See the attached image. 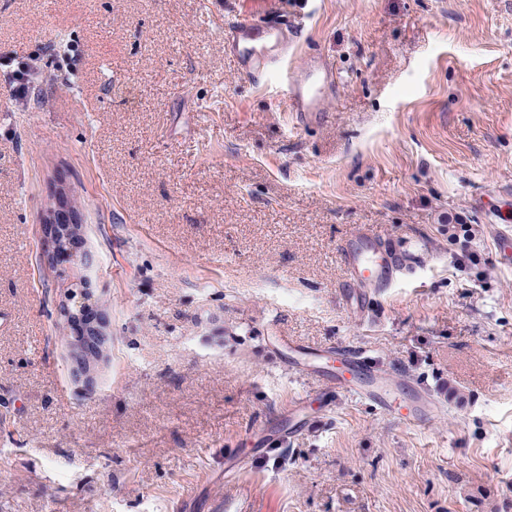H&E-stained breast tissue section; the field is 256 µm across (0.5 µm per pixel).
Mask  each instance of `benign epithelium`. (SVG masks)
Listing matches in <instances>:
<instances>
[{
  "mask_svg": "<svg viewBox=\"0 0 512 512\" xmlns=\"http://www.w3.org/2000/svg\"><path fill=\"white\" fill-rule=\"evenodd\" d=\"M80 221L78 210L72 205L65 194H60L56 207L44 219L43 234L46 241L44 256L47 260H54L65 256L72 260H79L76 246L77 223ZM91 293L82 289L79 294L70 296L73 306L66 307L69 313L67 323L74 330L70 345L74 349H84L86 362H76L77 378L82 381L85 390L94 391V381L91 380L90 364L96 359V354L103 352L107 345L104 315L91 309L89 301Z\"/></svg>",
  "mask_w": 512,
  "mask_h": 512,
  "instance_id": "benign-epithelium-1",
  "label": "benign epithelium"
}]
</instances>
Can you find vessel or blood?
<instances>
[{
  "instance_id": "1",
  "label": "vessel or blood",
  "mask_w": 512,
  "mask_h": 512,
  "mask_svg": "<svg viewBox=\"0 0 512 512\" xmlns=\"http://www.w3.org/2000/svg\"><path fill=\"white\" fill-rule=\"evenodd\" d=\"M290 48L288 23L276 17L258 22L240 21L224 35L225 55L237 60L241 74L249 78L271 71L287 57ZM338 83L330 63L316 57L308 60L297 75L283 80L282 86L290 111L318 113L326 109L327 88ZM341 254L358 285L385 280L391 273L392 264L386 254L364 248L356 239L346 240ZM325 357L333 361L338 383L380 410L388 411L395 406L396 396L386 380L380 378L375 384H364V376L372 372L364 359H350L330 351Z\"/></svg>"
}]
</instances>
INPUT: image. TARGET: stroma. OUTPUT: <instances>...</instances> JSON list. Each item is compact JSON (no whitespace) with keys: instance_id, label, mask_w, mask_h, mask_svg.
Masks as SVG:
<instances>
[{"instance_id":"stroma-1","label":"stroma","mask_w":512,"mask_h":512,"mask_svg":"<svg viewBox=\"0 0 512 512\" xmlns=\"http://www.w3.org/2000/svg\"><path fill=\"white\" fill-rule=\"evenodd\" d=\"M278 15L285 70L340 80L322 116L224 53ZM62 187L84 264L42 258ZM508 232L512 0H0V512H512ZM354 235L406 275L355 288ZM86 284L91 393L59 312ZM339 347L432 412L337 388L310 355ZM300 395L315 425L260 447Z\"/></svg>"}]
</instances>
